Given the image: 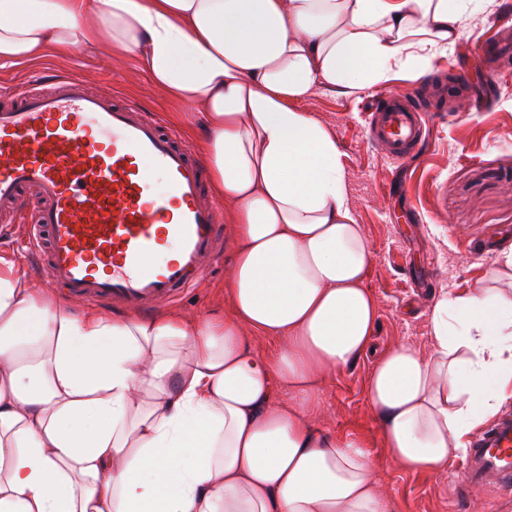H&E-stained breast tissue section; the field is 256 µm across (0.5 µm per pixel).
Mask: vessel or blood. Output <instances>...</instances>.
<instances>
[{"mask_svg": "<svg viewBox=\"0 0 512 512\" xmlns=\"http://www.w3.org/2000/svg\"><path fill=\"white\" fill-rule=\"evenodd\" d=\"M372 140L405 159L426 135L411 97L372 102ZM35 197L27 227L48 281L80 302L148 312L170 304L223 255L220 205L202 161L132 104L57 77L47 93L0 101V208ZM512 488V417L478 435L462 489Z\"/></svg>", "mask_w": 512, "mask_h": 512, "instance_id": "b4317fda", "label": "vessel or blood"}]
</instances>
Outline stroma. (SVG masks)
Returning <instances> with one entry per match:
<instances>
[{
    "label": "stroma",
    "mask_w": 512,
    "mask_h": 512,
    "mask_svg": "<svg viewBox=\"0 0 512 512\" xmlns=\"http://www.w3.org/2000/svg\"><path fill=\"white\" fill-rule=\"evenodd\" d=\"M463 24L461 40L436 57L426 75L402 71L354 95L318 88L296 105L320 121L340 149L349 203L372 249L364 286L377 307L370 350L318 379L319 403L306 416L337 441L363 443L391 512H512V493L460 491V459L434 471L401 467L384 444L381 416L367 397L379 355L401 344L431 353L429 314L439 289L465 293L512 281V271L498 261L499 248L512 244V74L500 75L475 49L495 33L512 39V0H468ZM461 69L468 73L462 93L441 95L449 75ZM38 70L74 72L94 91L136 101L180 132L193 151L201 149L189 129L194 114L164 98L130 54L48 50L0 67V92L25 84ZM419 84L429 137L416 156L396 162L370 141L368 105L378 95L406 94ZM224 250L218 267L169 305V312L190 322L230 312L233 247L228 243Z\"/></svg>",
    "instance_id": "obj_1"
}]
</instances>
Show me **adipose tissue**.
<instances>
[{
  "instance_id": "1",
  "label": "adipose tissue",
  "mask_w": 512,
  "mask_h": 512,
  "mask_svg": "<svg viewBox=\"0 0 512 512\" xmlns=\"http://www.w3.org/2000/svg\"><path fill=\"white\" fill-rule=\"evenodd\" d=\"M466 3L0 0V66L100 46L201 106L234 242L233 313L196 325L71 314L0 256V512H390L363 444L305 415L318 378L370 349L377 309L336 141L292 104L427 70ZM248 328L288 345L260 357ZM430 332V357L397 346L367 383L386 447L426 471L512 387V293L440 289Z\"/></svg>"
}]
</instances>
